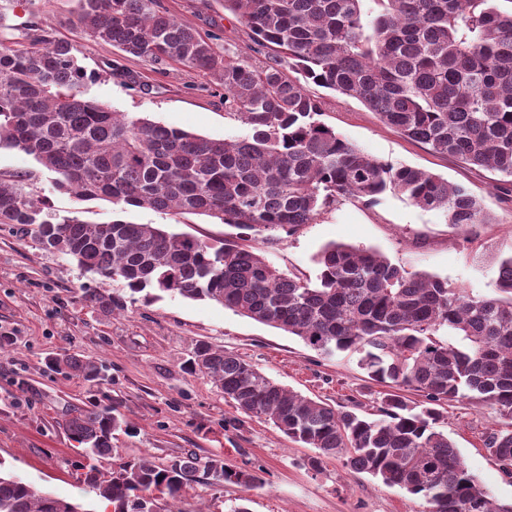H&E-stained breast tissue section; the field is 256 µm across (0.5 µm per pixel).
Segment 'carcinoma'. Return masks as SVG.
I'll return each instance as SVG.
<instances>
[{
  "instance_id": "cac0c4a2",
  "label": "carcinoma",
  "mask_w": 512,
  "mask_h": 512,
  "mask_svg": "<svg viewBox=\"0 0 512 512\" xmlns=\"http://www.w3.org/2000/svg\"><path fill=\"white\" fill-rule=\"evenodd\" d=\"M378 13L365 17L364 4ZM90 37L152 62L173 61L224 85V110L247 128L211 139L130 118L86 96L68 43L38 22L24 41L0 44V149L32 157L53 188L78 200L105 199L124 210L202 214L240 230L210 241L153 224L60 218L26 189V177H0V224L28 228L38 243L100 277L82 299L106 313L161 293L209 301L298 337L326 355L359 354L370 380L389 385L380 418L336 409L290 390L239 356L205 341L188 369L220 384L239 416L265 418L289 440L323 456H343L354 473L423 499L429 512H512L497 504L465 467L441 408L489 401L510 420L483 439L512 465V256L498 261L499 296L473 297L425 272L410 274L372 248L330 242L316 255L313 284L280 271L249 239L291 235L322 211L353 199L376 203L389 190L437 210L453 229L491 223L465 186L411 166L384 163L318 120L305 84L354 98L381 122L431 151L497 172L512 187V11L497 0H224L256 42L275 46L256 66L222 53L158 0H79ZM299 74L290 78L286 69ZM121 281L129 294L106 287ZM462 336V348L443 331ZM56 370L101 380L95 362L64 354ZM423 397L416 403L403 389ZM123 415L94 405L66 420L86 458L119 453L112 445ZM83 483L115 512H161L202 473L249 492L256 472L220 458L141 454L107 479L82 466ZM0 512H82L81 505L0 470Z\"/></svg>"
}]
</instances>
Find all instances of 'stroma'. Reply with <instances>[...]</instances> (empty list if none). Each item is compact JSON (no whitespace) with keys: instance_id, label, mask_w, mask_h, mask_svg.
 I'll return each mask as SVG.
<instances>
[{"instance_id":"1","label":"stroma","mask_w":512,"mask_h":512,"mask_svg":"<svg viewBox=\"0 0 512 512\" xmlns=\"http://www.w3.org/2000/svg\"><path fill=\"white\" fill-rule=\"evenodd\" d=\"M175 19L212 38L231 55L257 65L272 62V47L257 45L249 29L224 8V0H159ZM78 0H0V42L23 40L32 18L72 46L88 97L128 116L147 117L199 136L224 139L245 126L224 110V87L208 75L175 62L152 63L94 40L75 24ZM322 103L320 120L366 153L395 166L409 165L467 187L493 220L465 233L444 216L403 195L386 192L378 203L340 202L293 235L257 239L262 254L281 271L316 279L313 258L336 241L372 247L411 272L447 278L473 296H493L495 259L512 254V193L500 177L442 156L383 125L360 101L307 84ZM26 174L31 191L46 197L57 215L91 223L121 219L210 240L234 235V227L204 215L119 209L111 202L80 201L54 191L50 175L30 156L0 150V176ZM92 274L65 256L44 251L19 226L0 224V465L54 495L100 512L102 500L81 479L83 458L65 421L90 400L118 404L127 421L113 443L121 455L98 461L102 474L122 460L148 453L156 462L175 455L220 457L239 470L261 472L265 484L251 491L250 512H427L426 503L380 480L349 470L343 457H320L318 449L293 443L274 425L246 419L225 429L235 409L219 386L189 373L186 362L197 342L237 354L287 388L332 406L375 412L381 385L369 380L356 354L325 356L299 338L208 301L163 296L126 310L104 313L88 307L83 288ZM74 354L96 361L103 380L93 386L76 373L53 370L50 358ZM495 406L477 400L448 403L442 430L466 466L501 503L512 502V475L483 445L485 434L504 426ZM320 457L318 468L309 458ZM239 486L199 481L184 490L178 512H228Z\"/></svg>"}]
</instances>
